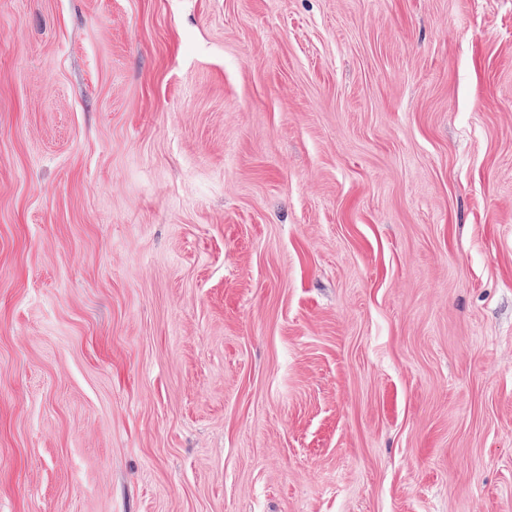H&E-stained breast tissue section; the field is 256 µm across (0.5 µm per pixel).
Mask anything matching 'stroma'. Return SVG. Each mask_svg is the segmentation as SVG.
Returning <instances> with one entry per match:
<instances>
[{"label": "stroma", "instance_id": "35a3bbf8", "mask_svg": "<svg viewBox=\"0 0 512 512\" xmlns=\"http://www.w3.org/2000/svg\"><path fill=\"white\" fill-rule=\"evenodd\" d=\"M0 512H512V0H0Z\"/></svg>", "mask_w": 512, "mask_h": 512}]
</instances>
